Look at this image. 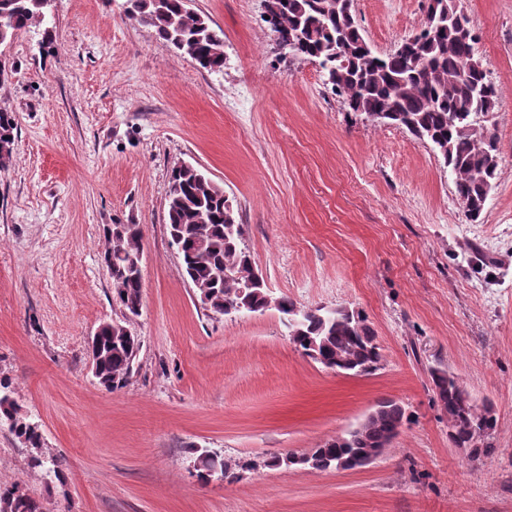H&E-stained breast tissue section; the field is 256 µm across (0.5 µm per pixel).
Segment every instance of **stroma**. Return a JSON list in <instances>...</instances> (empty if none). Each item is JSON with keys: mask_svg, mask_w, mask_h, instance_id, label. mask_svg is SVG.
I'll list each match as a JSON object with an SVG mask.
<instances>
[{"mask_svg": "<svg viewBox=\"0 0 512 512\" xmlns=\"http://www.w3.org/2000/svg\"><path fill=\"white\" fill-rule=\"evenodd\" d=\"M126 0H51L0 54V378L65 460L46 482L0 429V485L45 512H512V0H461L499 90L485 125L500 165L481 220L406 129L350 111L317 64L280 54L261 0H190L224 33L211 72L131 20ZM378 53L415 34L422 0H355ZM205 168L233 201L274 296L362 312L381 367L352 376L303 355L281 314L199 301L166 226L169 173ZM107 224L143 232V306L125 318L101 262ZM126 320L141 346L123 388L88 340ZM459 377L496 426L478 456L448 441L430 371ZM383 399L407 421L366 468L268 467L356 426ZM252 461L200 484L196 451ZM15 120L8 112H0V157L3 158L0 166H8L14 153Z\"/></svg>", "mask_w": 512, "mask_h": 512, "instance_id": "35a3bbf8", "label": "stroma"}]
</instances>
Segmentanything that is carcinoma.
Listing matches in <instances>:
<instances>
[{"label":"carcinoma","mask_w":512,"mask_h":512,"mask_svg":"<svg viewBox=\"0 0 512 512\" xmlns=\"http://www.w3.org/2000/svg\"><path fill=\"white\" fill-rule=\"evenodd\" d=\"M266 23L276 37L293 40L288 53L309 60H326L327 83L354 112L375 121L408 130L432 145L443 166L454 176L456 193L470 221H479L498 177L500 148L494 132L477 116L493 111L498 90L486 78L475 57L476 37L470 21L460 14L448 24V0H426V22L421 31L398 48L379 54L359 31L356 18L342 0H265ZM129 17L151 26L177 52L211 72L224 69V40L202 15L187 9L185 0H131ZM7 34H15L44 19L39 0H0ZM15 120L0 112V157L3 166L13 158ZM171 244L183 262L186 277L207 308L224 314V306L244 302L250 312L275 308L283 317L293 343L304 355L329 369L370 375L381 362L376 336L361 313L345 308L326 315L323 308L301 309L288 296L274 297L258 284L244 287L251 276V256L242 246L243 228L236 221L232 201L224 189L197 167L172 168L166 204ZM107 248L102 263L117 271L112 294L124 314L136 316L142 306V271L128 269L141 253L138 224L103 227ZM235 267L238 279H218L217 270ZM140 341L125 323L106 321L89 343V359L97 383L108 391L123 386L131 374ZM437 399L448 414V441L470 449L475 456L495 426L487 406L462 404L466 390L446 371L431 374ZM405 410L387 400L375 414L349 434L341 435L308 453L276 455L270 466L320 471L336 470L359 458L365 449L380 445L385 433L397 430ZM24 442L29 463L45 479L65 480L64 460L44 451L41 426L21 412L12 383L0 379V424ZM196 476L208 484L219 474L231 477L232 467L252 469L244 462L232 465L217 454L196 449ZM0 512H44L43 503L17 486L0 487Z\"/></svg>","instance_id":"obj_1"}]
</instances>
